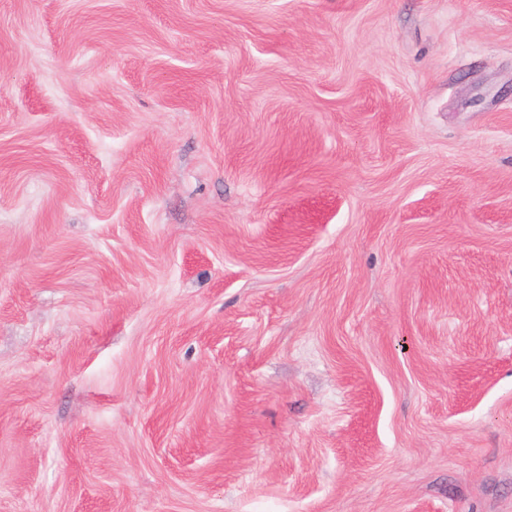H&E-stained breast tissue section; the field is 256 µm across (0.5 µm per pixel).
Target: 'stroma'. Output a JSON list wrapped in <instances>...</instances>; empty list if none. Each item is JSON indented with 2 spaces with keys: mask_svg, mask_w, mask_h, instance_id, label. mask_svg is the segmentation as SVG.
Wrapping results in <instances>:
<instances>
[{
  "mask_svg": "<svg viewBox=\"0 0 512 512\" xmlns=\"http://www.w3.org/2000/svg\"><path fill=\"white\" fill-rule=\"evenodd\" d=\"M0 512H512V0H0Z\"/></svg>",
  "mask_w": 512,
  "mask_h": 512,
  "instance_id": "stroma-1",
  "label": "stroma"
}]
</instances>
